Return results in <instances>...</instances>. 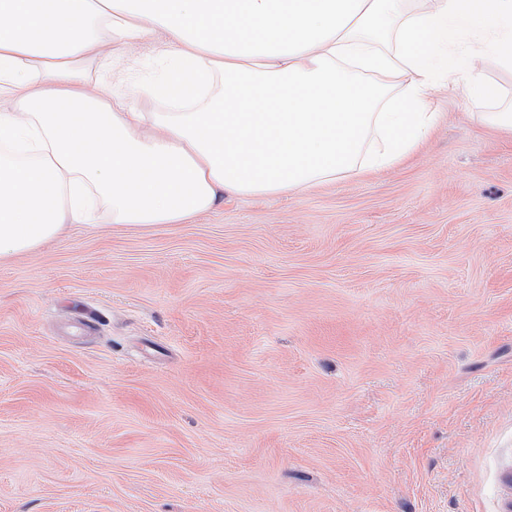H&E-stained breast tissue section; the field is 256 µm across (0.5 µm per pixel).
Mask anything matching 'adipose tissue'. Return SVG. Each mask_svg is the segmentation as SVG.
I'll use <instances>...</instances> for the list:
<instances>
[{"label": "adipose tissue", "instance_id": "obj_1", "mask_svg": "<svg viewBox=\"0 0 512 512\" xmlns=\"http://www.w3.org/2000/svg\"><path fill=\"white\" fill-rule=\"evenodd\" d=\"M147 22L150 94L186 73L203 93L168 112L90 96L78 61L121 58ZM491 56L512 69V0H0V260L93 223L91 196L152 227L390 168L437 125L435 90L500 98Z\"/></svg>", "mask_w": 512, "mask_h": 512}]
</instances>
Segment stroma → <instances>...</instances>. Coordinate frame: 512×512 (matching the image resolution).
Masks as SVG:
<instances>
[{
    "label": "stroma",
    "mask_w": 512,
    "mask_h": 512,
    "mask_svg": "<svg viewBox=\"0 0 512 512\" xmlns=\"http://www.w3.org/2000/svg\"><path fill=\"white\" fill-rule=\"evenodd\" d=\"M153 38L85 88L142 112ZM0 261V512H512V131Z\"/></svg>",
    "instance_id": "1"
}]
</instances>
